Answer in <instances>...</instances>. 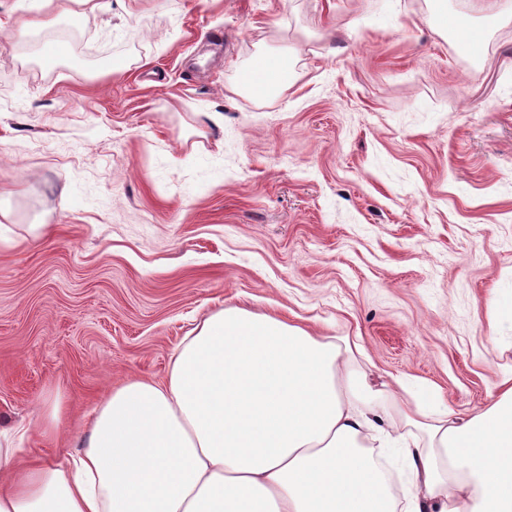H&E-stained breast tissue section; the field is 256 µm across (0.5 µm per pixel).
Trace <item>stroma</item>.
Listing matches in <instances>:
<instances>
[{
  "label": "stroma",
  "mask_w": 512,
  "mask_h": 512,
  "mask_svg": "<svg viewBox=\"0 0 512 512\" xmlns=\"http://www.w3.org/2000/svg\"><path fill=\"white\" fill-rule=\"evenodd\" d=\"M108 3L22 36L39 0H0V426L24 453L65 462L228 307L360 337L460 416L512 377V0ZM279 53L287 87L255 98L244 69ZM63 412V403L57 395H49L42 401L38 420L42 433L45 436H52L56 433L59 419Z\"/></svg>",
  "instance_id": "obj_1"
}]
</instances>
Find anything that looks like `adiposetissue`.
<instances>
[{"instance_id": "adipose-tissue-1", "label": "adipose tissue", "mask_w": 512, "mask_h": 512, "mask_svg": "<svg viewBox=\"0 0 512 512\" xmlns=\"http://www.w3.org/2000/svg\"><path fill=\"white\" fill-rule=\"evenodd\" d=\"M46 29L101 0H42ZM287 78L266 58L243 74L265 97ZM358 341L237 307L178 346L166 378L132 379L95 408L60 464L21 458L0 430V512H512V378L452 416L434 390L376 382ZM395 451V493L375 457Z\"/></svg>"}]
</instances>
